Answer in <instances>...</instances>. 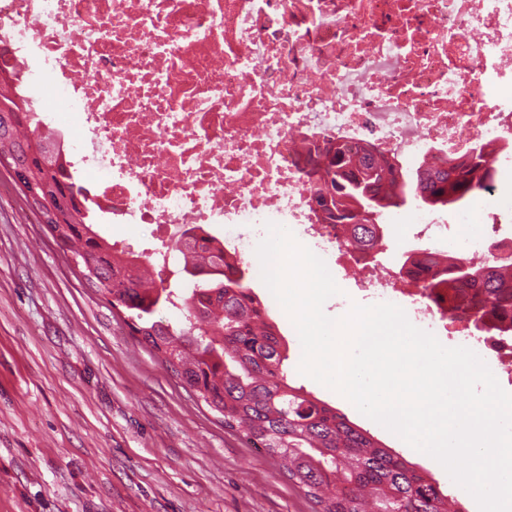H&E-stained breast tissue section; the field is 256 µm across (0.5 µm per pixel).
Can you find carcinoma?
Instances as JSON below:
<instances>
[{
    "label": "carcinoma",
    "instance_id": "obj_1",
    "mask_svg": "<svg viewBox=\"0 0 512 512\" xmlns=\"http://www.w3.org/2000/svg\"><path fill=\"white\" fill-rule=\"evenodd\" d=\"M0 77V163L26 173L27 184L47 181L66 189L60 145L52 131L37 140L29 127L25 100L7 91ZM313 197L329 219L348 225L349 243L369 256L384 250L383 216L407 195L430 206L463 204L494 179L483 152L447 168L421 163L411 174L355 156L338 147L316 162ZM50 230L75 251L85 273L124 313L133 332L176 378L224 418V427L276 458L288 479L316 512H461L452 508L439 484L416 464L391 451L303 387L289 383L288 360L267 309L245 270L210 254L208 242L190 237L182 271L193 286L153 288L75 209ZM399 265L421 276L424 287L453 293L452 318L483 323L488 314L512 316V261L496 253L475 262L462 256L417 248ZM180 300L184 321L165 323L155 314Z\"/></svg>",
    "mask_w": 512,
    "mask_h": 512
}]
</instances>
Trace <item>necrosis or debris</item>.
<instances>
[{"instance_id":"obj_1","label":"necrosis or debris","mask_w":512,"mask_h":512,"mask_svg":"<svg viewBox=\"0 0 512 512\" xmlns=\"http://www.w3.org/2000/svg\"><path fill=\"white\" fill-rule=\"evenodd\" d=\"M45 69L86 135L70 140L43 105L33 124L58 135L91 223L149 226L152 247L112 245L160 281L190 225L241 263L267 223L283 224L370 301L404 306L512 382V337L450 321L447 295L321 220L306 156L341 146L400 168L458 163L480 144L511 161L512 0H0V71L26 99ZM453 216V232L422 217L431 250L473 249V206Z\"/></svg>"}]
</instances>
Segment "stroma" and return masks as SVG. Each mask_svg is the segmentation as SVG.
Masks as SVG:
<instances>
[{
  "mask_svg": "<svg viewBox=\"0 0 512 512\" xmlns=\"http://www.w3.org/2000/svg\"><path fill=\"white\" fill-rule=\"evenodd\" d=\"M289 381L427 471L444 468L298 371L297 333L245 262ZM276 461L166 368L0 166V512H314Z\"/></svg>",
  "mask_w": 512,
  "mask_h": 512,
  "instance_id": "obj_1",
  "label": "stroma"
}]
</instances>
